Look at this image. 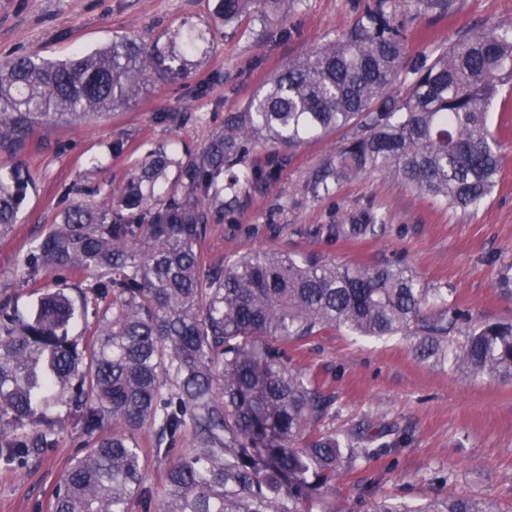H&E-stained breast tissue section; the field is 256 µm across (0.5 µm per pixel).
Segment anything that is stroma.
<instances>
[{
    "instance_id": "stroma-1",
    "label": "stroma",
    "mask_w": 512,
    "mask_h": 512,
    "mask_svg": "<svg viewBox=\"0 0 512 512\" xmlns=\"http://www.w3.org/2000/svg\"><path fill=\"white\" fill-rule=\"evenodd\" d=\"M358 3L285 0L276 23L253 13L219 29L213 0H0V62L64 58L118 35L165 44L177 32L210 33L187 74L154 75L130 109L95 124L39 128L17 157L0 151V174L18 167L31 179L12 232L0 240V289L8 288L24 312L43 289L86 287V272H45L29 282L18 277L24 258L64 208V190L105 195L135 175L151 149L203 147L288 60L351 28ZM396 4L409 56L432 53L485 24H512V0H458L445 18L416 15L410 0ZM489 125L505 143L504 157L491 195L476 210L435 202L382 170L344 182L331 196H313V175L350 136L343 129L305 142L274 181L247 192L234 212L209 225L204 262L283 251L356 267L400 263L425 286L448 289L449 300L476 316L512 320V282L503 279L512 265V114L494 106ZM368 205L385 214L383 232L328 237L327 225L347 223ZM288 355L333 395L336 411L326 429L341 436L406 437L391 453L344 471L315 495L313 512H367L360 494L370 483L378 494L414 504L466 495L512 512V382H474L422 362L406 336L372 340L329 329L289 344ZM57 413L55 447L20 467L0 465V512H52L56 483L77 449L92 445L93 436L65 408Z\"/></svg>"
}]
</instances>
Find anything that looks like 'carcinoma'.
<instances>
[{"label": "carcinoma", "instance_id": "carcinoma-1", "mask_svg": "<svg viewBox=\"0 0 512 512\" xmlns=\"http://www.w3.org/2000/svg\"><path fill=\"white\" fill-rule=\"evenodd\" d=\"M276 18L283 0H216L214 18L234 24L253 2ZM443 16L454 0H412ZM394 0L366 4L333 42L288 61L203 148L151 151L140 173L108 204L74 198L23 263L91 272L102 306L88 338L68 327L86 307L68 289H48L22 313L0 300V461L21 465L56 442L61 405L92 446L75 456L54 492V512H312L309 491L328 489L341 468L399 443L355 442L318 429L334 399L291 366L283 345L329 328L354 336H410L417 356L474 380H512V322L479 319L428 288L405 266L349 267L317 254L249 252L205 267L198 245L208 225L240 203L234 186L260 189L288 165V151L341 128L352 136L310 183L315 197L371 170H389L410 190L463 212L490 196L504 143L487 114L512 78V26L477 29L432 54L403 56ZM181 60L207 32L176 34ZM155 43L117 36L63 59L0 64V149L23 151L34 132L102 121L123 108L164 61ZM409 79L405 96L392 93ZM280 150L246 160L248 146ZM240 169L230 183L224 165ZM174 176H169L170 172ZM30 185L0 176V237L9 234ZM385 216L361 210L362 234ZM154 432L168 462L152 505L145 457L134 433ZM369 512H498L468 496L410 505L374 496Z\"/></svg>", "mask_w": 512, "mask_h": 512}]
</instances>
